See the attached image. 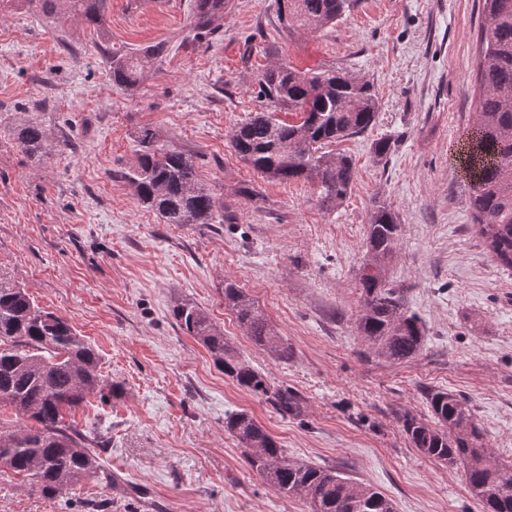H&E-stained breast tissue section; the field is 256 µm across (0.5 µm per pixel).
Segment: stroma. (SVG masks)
Instances as JSON below:
<instances>
[{"instance_id":"stroma-1","label":"stroma","mask_w":512,"mask_h":512,"mask_svg":"<svg viewBox=\"0 0 512 512\" xmlns=\"http://www.w3.org/2000/svg\"><path fill=\"white\" fill-rule=\"evenodd\" d=\"M194 0H109L107 38L79 17L57 25L0 9V278L64 317L102 355L120 399L66 416L104 436L119 480H78L55 495L0 466V512H311L277 493L224 429L248 412L288 459L344 472L397 512H481L462 466L413 448L405 417L434 418L426 395H464L498 458L512 459V270L490 251L453 161L474 118L481 0H356L335 25L300 34L275 0H231L211 40L190 44ZM167 51L135 90L115 84L102 50ZM342 70L379 97L372 126L336 144L355 165L351 192L321 209L308 180L271 181L233 152L229 134L261 106L262 68ZM40 124L59 144L31 162L14 140ZM191 155L224 203L221 224H163L119 172L142 129ZM391 139L384 160L371 144ZM401 224L389 283L422 320L419 353L375 355L356 329L357 286L375 203ZM235 281L291 350L257 347L224 305ZM204 309L225 342L271 384L303 399L279 414L238 388L181 331L175 305Z\"/></svg>"}]
</instances>
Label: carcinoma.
Instances as JSON below:
<instances>
[{"label":"carcinoma","instance_id":"1","mask_svg":"<svg viewBox=\"0 0 512 512\" xmlns=\"http://www.w3.org/2000/svg\"><path fill=\"white\" fill-rule=\"evenodd\" d=\"M9 2L60 20L82 17L106 36L107 0ZM482 2L475 133L463 142L460 168L469 184L473 223L498 261L512 269V0ZM353 3L276 0V7L288 29L311 33L341 20ZM228 5L229 0H195L187 40L201 41L214 34V22ZM164 52V45L158 44L129 54L107 51L105 60L113 82L133 89ZM258 87L265 106L230 134L237 157L269 180L316 182L321 208L327 212L337 208L352 188L355 168L349 156L330 147L373 124L379 109L373 85L340 71H300L278 63L261 74ZM276 108L295 113L298 120L281 121ZM15 141L36 160L52 145L34 122L19 126ZM136 155V163L120 175L160 223H224V203L201 182L196 163L187 153L145 128L137 137ZM399 230L395 213L386 204L376 203L366 246L368 257L377 258L378 263L367 260L360 268L358 288L364 305L356 320L359 335L374 353L394 362L414 357L424 341L421 319L405 310L401 292L388 283L387 261L398 247ZM224 303L258 346L280 360L288 359V345L248 293L227 281ZM173 315L241 389L265 399L284 416L301 414L298 393L271 385L265 373L233 354L203 309L185 302L174 307ZM101 365L98 350L70 322L40 308L26 289L0 281V409H9L16 418L9 426L0 421V466L29 479L44 494L66 490L86 476L116 482L101 464L103 441L88 440L64 422L67 412L91 396L109 401L123 395L121 384L101 379ZM427 400L436 425L405 419L404 430L413 447L436 461L462 465L483 512H512V461L502 462L494 455L467 399L433 390ZM224 427L250 451L249 464L273 489L306 498L311 512H396L391 499L339 470L288 460L280 443L246 412L228 415Z\"/></svg>","mask_w":512,"mask_h":512}]
</instances>
